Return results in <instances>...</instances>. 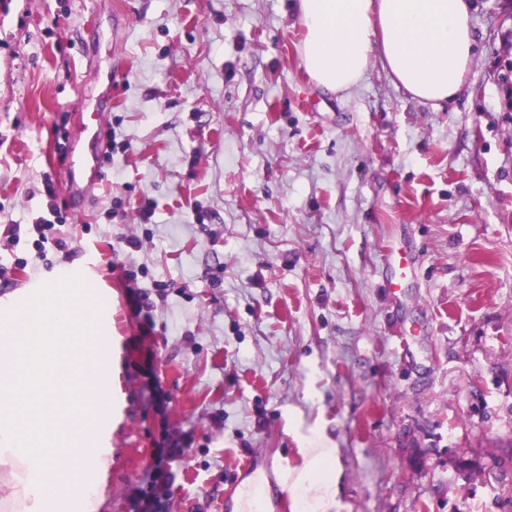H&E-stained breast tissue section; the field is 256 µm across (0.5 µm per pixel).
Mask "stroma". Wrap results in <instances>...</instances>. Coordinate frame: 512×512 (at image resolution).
Listing matches in <instances>:
<instances>
[{
    "instance_id": "35a3bbf8",
    "label": "stroma",
    "mask_w": 512,
    "mask_h": 512,
    "mask_svg": "<svg viewBox=\"0 0 512 512\" xmlns=\"http://www.w3.org/2000/svg\"><path fill=\"white\" fill-rule=\"evenodd\" d=\"M472 22L435 108L377 58L315 87L293 0H0V225L54 209L65 241H0V297L78 270L112 297L105 512H141L174 432L155 512H230L249 459L266 512H300L281 482L313 448L336 454L333 512H512V0H472ZM105 91L78 215L69 146ZM391 249L413 256L394 290ZM188 444V440L177 435H168L160 448H156L154 452L153 469L156 471V479H162L166 482L169 474L165 471V466L173 461L182 459L184 455V447Z\"/></svg>"
}]
</instances>
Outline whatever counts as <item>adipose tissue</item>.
I'll return each mask as SVG.
<instances>
[{"mask_svg": "<svg viewBox=\"0 0 512 512\" xmlns=\"http://www.w3.org/2000/svg\"><path fill=\"white\" fill-rule=\"evenodd\" d=\"M295 9L304 29L302 64L330 93L356 87L376 55L396 85L436 107L462 91L476 56L470 0H295ZM283 489L302 512H330L334 449L314 456Z\"/></svg>", "mask_w": 512, "mask_h": 512, "instance_id": "ef3b65f1", "label": "adipose tissue"}]
</instances>
